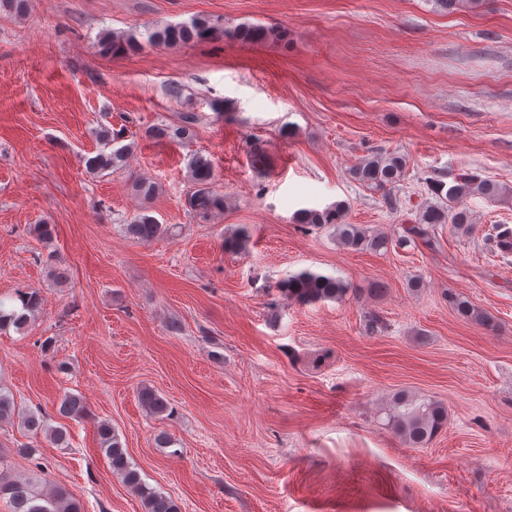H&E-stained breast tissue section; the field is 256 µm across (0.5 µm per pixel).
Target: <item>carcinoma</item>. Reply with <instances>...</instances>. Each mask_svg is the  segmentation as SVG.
I'll return each mask as SVG.
<instances>
[{
	"mask_svg": "<svg viewBox=\"0 0 512 512\" xmlns=\"http://www.w3.org/2000/svg\"><path fill=\"white\" fill-rule=\"evenodd\" d=\"M218 35L244 43H255L270 37H280L282 32L272 27L254 25L226 29L219 18L197 17L189 23L157 26L149 31L148 41L167 47H180L211 40ZM97 46L103 54L118 56L139 51L142 43L133 33H104ZM196 122L195 114L184 113L177 124L146 127L145 136L159 142H183L193 137ZM97 141V153L86 161L88 172L93 175L124 166L132 154V145L119 144L120 136L112 134L105 126L100 127ZM247 146L254 167L258 172L266 173L267 154L263 141L253 137L249 139ZM405 168L404 157L391 153L377 154L361 159L351 168V174L361 185L381 192L385 202L391 203V190L404 176ZM187 176L193 184L187 205L194 217L207 221L224 212L226 201L224 195L214 188L215 169L211 159L200 153L193 154L188 163ZM430 186L436 192L446 191L445 202L421 207L415 223L405 228L400 243L407 245L421 240L432 244L436 239L435 229L438 225L451 224L461 228L470 224V213L457 207V202L463 198L481 196L496 200L512 197L511 188L469 173L455 177L446 190L435 181L430 182ZM346 209L344 201H338L324 209L301 208L294 213L293 220L305 229H334V236L339 243L353 251L388 250L387 235L358 224L344 223ZM123 229L128 237L141 242L151 241L169 232L166 225L147 213L136 215L130 223L123 225ZM495 230V247L503 254H512V229L500 224ZM249 242L250 233L242 227L224 236V250L244 254L248 250ZM275 288L283 298L301 306L341 300L351 291V286L346 281L310 270L285 276L275 284ZM448 303L465 320H475L483 324L489 322V317L466 299L451 293L448 295ZM41 306V291L37 288L18 292L13 301L0 300V331L10 327L17 330L28 327L38 316ZM137 396L139 402L152 415L161 417L168 412V402L155 389L143 386L138 390ZM381 413L385 415V426L392 429L411 448H423L430 444L448 422V409L443 403L405 389L393 393ZM58 414L65 418L81 419L88 415V411L79 396L68 393L60 399ZM16 418L33 434L46 431L51 442L57 445L68 444V434L64 428H46L44 416L33 411L20 410L14 398L0 386V425ZM96 429L100 449L106 454L112 472L122 478L125 485L140 498L144 512H179V506L172 497L156 491L142 480L112 426L101 421L97 423ZM4 498L9 502L11 512H84L78 499L66 489L52 485L46 476L39 474L26 480L16 478L8 465V454L0 450V499Z\"/></svg>",
	"mask_w": 512,
	"mask_h": 512,
	"instance_id": "cac0c4a2",
	"label": "carcinoma"
}]
</instances>
